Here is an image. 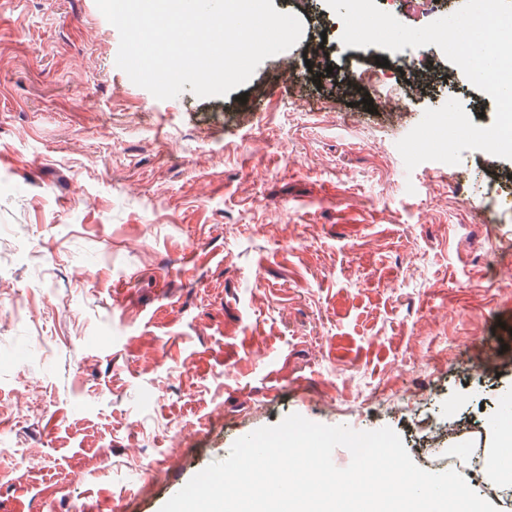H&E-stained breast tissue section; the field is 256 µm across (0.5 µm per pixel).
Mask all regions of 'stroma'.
Listing matches in <instances>:
<instances>
[{"label":"stroma","instance_id":"stroma-1","mask_svg":"<svg viewBox=\"0 0 512 512\" xmlns=\"http://www.w3.org/2000/svg\"><path fill=\"white\" fill-rule=\"evenodd\" d=\"M272 4L297 45L159 100L95 0H0V512H160L293 413L390 427L512 512L471 464L512 397V159L396 147L426 109L486 127L494 102L436 46L348 47L325 0Z\"/></svg>","mask_w":512,"mask_h":512}]
</instances>
